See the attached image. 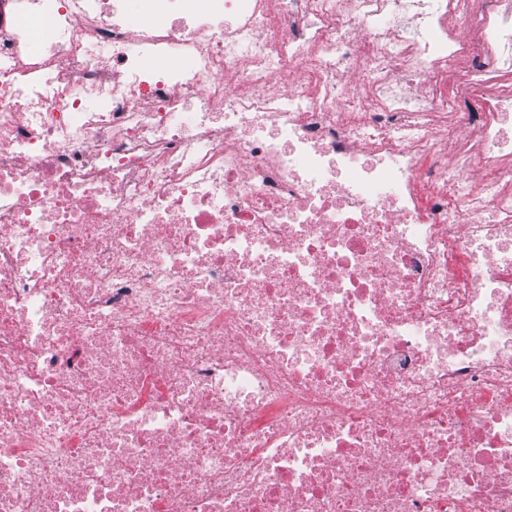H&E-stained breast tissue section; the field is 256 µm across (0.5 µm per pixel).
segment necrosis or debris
<instances>
[{
  "label": "necrosis or debris",
  "instance_id": "necrosis-or-debris-1",
  "mask_svg": "<svg viewBox=\"0 0 512 512\" xmlns=\"http://www.w3.org/2000/svg\"><path fill=\"white\" fill-rule=\"evenodd\" d=\"M0 512H512V0H0Z\"/></svg>",
  "mask_w": 512,
  "mask_h": 512
}]
</instances>
